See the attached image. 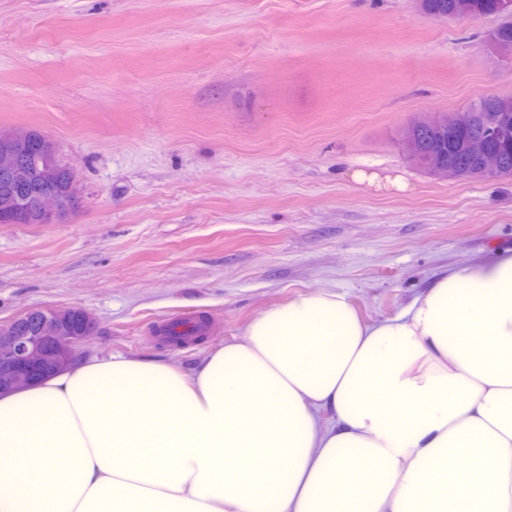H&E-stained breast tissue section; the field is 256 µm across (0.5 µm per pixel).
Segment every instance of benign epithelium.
Segmentation results:
<instances>
[{
	"instance_id": "7a95c632",
	"label": "benign epithelium",
	"mask_w": 512,
	"mask_h": 512,
	"mask_svg": "<svg viewBox=\"0 0 512 512\" xmlns=\"http://www.w3.org/2000/svg\"><path fill=\"white\" fill-rule=\"evenodd\" d=\"M469 123L470 114L465 111L429 119L432 128L459 133L457 151L481 157L486 171H496L500 164L498 148L483 137L466 136ZM400 145L411 159H422L416 121L405 125ZM57 160L56 147L48 137L29 129H0V218L15 223L59 224L75 212L78 198L55 187ZM427 166L438 179H457L451 158H429ZM95 329L91 313L77 307L39 308L1 324L0 371L6 374V381L0 389H22L65 370Z\"/></svg>"
}]
</instances>
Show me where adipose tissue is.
<instances>
[{"instance_id":"adipose-tissue-1","label":"adipose tissue","mask_w":512,"mask_h":512,"mask_svg":"<svg viewBox=\"0 0 512 512\" xmlns=\"http://www.w3.org/2000/svg\"><path fill=\"white\" fill-rule=\"evenodd\" d=\"M0 512H512V252L377 323L303 293L192 373L112 354L0 395Z\"/></svg>"}]
</instances>
